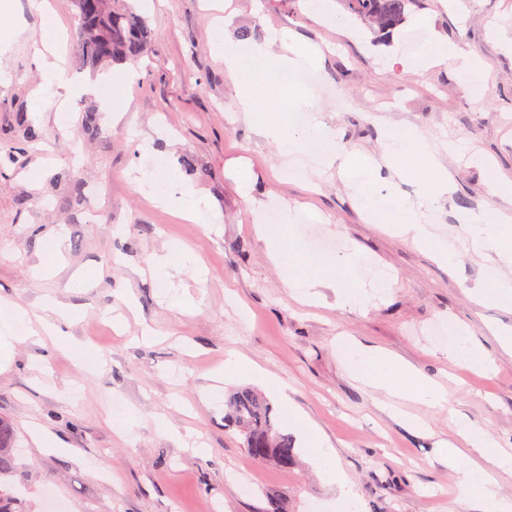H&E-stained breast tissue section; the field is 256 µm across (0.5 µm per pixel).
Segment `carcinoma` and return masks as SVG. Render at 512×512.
Wrapping results in <instances>:
<instances>
[{
  "label": "carcinoma",
  "mask_w": 512,
  "mask_h": 512,
  "mask_svg": "<svg viewBox=\"0 0 512 512\" xmlns=\"http://www.w3.org/2000/svg\"><path fill=\"white\" fill-rule=\"evenodd\" d=\"M345 8L370 30L390 36L406 22L419 0H341ZM77 25L75 47L83 67L92 71L135 59L148 51L153 32L147 20L126 0H74ZM81 132L98 133L99 106L81 105ZM22 148L0 144V172L15 165ZM227 425L243 436V447L258 463L271 461L284 470L298 466L294 436L275 421L271 404L257 391L241 388L228 396ZM13 428L0 420V512H24L12 455Z\"/></svg>",
  "instance_id": "carcinoma-1"
}]
</instances>
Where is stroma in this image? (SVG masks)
Masks as SVG:
<instances>
[{"instance_id":"obj_1","label":"stroma","mask_w":512,"mask_h":512,"mask_svg":"<svg viewBox=\"0 0 512 512\" xmlns=\"http://www.w3.org/2000/svg\"><path fill=\"white\" fill-rule=\"evenodd\" d=\"M51 2L69 75L50 89L55 105L46 112L34 96L42 82L35 43L48 20L31 0H9L12 22L0 32V143H24L26 153L24 166L0 174V300L32 313L52 301L73 316L61 336L18 344L0 369V418L14 427L26 512L52 503L59 512H266L273 497L287 498L288 512H338L334 488L312 465L283 471L254 462L225 426V395L257 384L248 373L223 379L232 352L287 386V401L270 399L279 422L296 437L293 414L312 422L335 449L360 512H483L459 488L444 447L462 442L457 412L512 448V354L485 327L512 326V309L480 306L467 294L486 260L469 253L449 267L436 263L410 236L369 220L336 171L322 174L315 192L280 178L277 145L241 119L212 50L215 0H151L142 11L151 48L122 63L136 77L117 108L99 97L111 71L90 73L76 59L71 0ZM231 8L229 36L247 26L264 39L283 29L319 49L312 67L333 91L319 101L322 117L349 150L379 156L388 125L454 144L443 162L455 187L432 216L439 234H461L457 216L467 209L512 211V201L491 193L492 174L512 176V53L499 39L512 35V0H423L406 23L418 33L414 43L405 30L378 37L341 6L343 29L311 16L306 0H231ZM431 39L457 45L482 70L467 80L453 60L419 67ZM76 86L100 100V130L90 140L78 136ZM20 111L38 140L24 142ZM146 144L176 164L193 156L181 182L210 199L220 223L182 220L134 189L130 171ZM63 170L100 190L96 223H85L67 185L54 181ZM253 198L310 216L306 229L291 231L308 256L357 249L362 281L384 271L391 290L362 310L338 306L329 288L320 304L300 303L254 231ZM170 244L193 250L199 267L172 265L161 281L150 263ZM186 294L196 302L190 312L177 304ZM450 325L467 328L489 370L449 362L442 331ZM347 339L410 363L444 387L448 408L401 401L396 411L382 409L384 393L343 362ZM128 409L138 425L123 437L117 420ZM159 418L168 430L157 428ZM194 433L205 453L194 451ZM241 472L252 490L240 486Z\"/></svg>"}]
</instances>
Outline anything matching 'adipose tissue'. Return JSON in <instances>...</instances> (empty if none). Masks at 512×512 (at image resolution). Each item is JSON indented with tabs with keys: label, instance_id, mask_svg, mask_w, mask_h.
Listing matches in <instances>:
<instances>
[{
	"label": "adipose tissue",
	"instance_id": "obj_1",
	"mask_svg": "<svg viewBox=\"0 0 512 512\" xmlns=\"http://www.w3.org/2000/svg\"><path fill=\"white\" fill-rule=\"evenodd\" d=\"M131 174L139 192L170 207L180 218L198 224L216 223L217 214L193 188H186L177 196L159 188L158 178H165L169 183L176 181V169L151 152H143L139 165L132 169ZM252 214L258 237L264 241L269 256L282 269L284 287L290 288L298 300L309 304L318 303L323 289L332 288L336 291L339 305L352 309L364 307L365 295L356 277L360 264L356 253L338 256L333 275L312 273L308 266L294 265L288 261L292 247L282 228L293 221L290 207L285 206L274 212L259 207L253 209ZM34 336L26 310L10 304L0 306V368L9 363L17 343ZM341 354L346 365L362 381L388 396L421 402L434 408L445 407L448 403L447 393L431 382L419 379L413 386H400L398 375L409 376L413 373L412 368L402 360L366 349L353 341L342 344ZM459 433L466 442L465 447L449 446L445 455L461 489L477 492L485 505V512H512V499L500 495L495 478L496 473L512 472V449L497 447L488 432L482 429L464 424L460 426ZM481 457L491 460L493 471H486L478 465L477 460Z\"/></svg>",
	"mask_w": 512,
	"mask_h": 512
}]
</instances>
